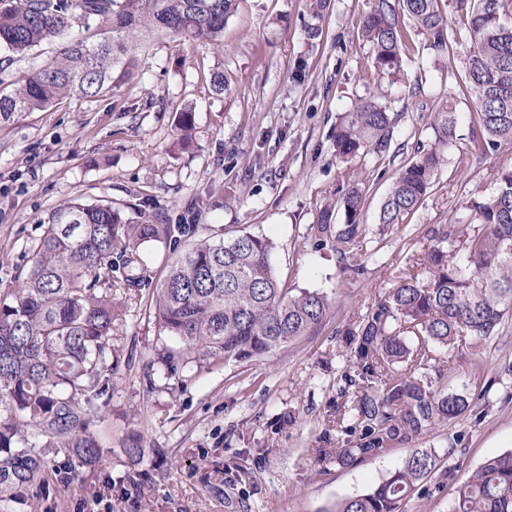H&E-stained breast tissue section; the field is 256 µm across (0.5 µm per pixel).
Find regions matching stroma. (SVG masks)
Segmentation results:
<instances>
[{"mask_svg": "<svg viewBox=\"0 0 512 512\" xmlns=\"http://www.w3.org/2000/svg\"><path fill=\"white\" fill-rule=\"evenodd\" d=\"M370 5L237 0L220 44L155 38L107 96L0 119V294L25 277L50 212L78 197L111 203L134 224H191L197 236L216 239L238 230L270 237L282 287L318 290L333 302L320 329L282 350L248 362L209 359L156 324L145 297L164 280L170 248L142 245L141 296L121 303L112 330L117 369L92 425L106 449L100 464L76 467L47 496L0 502V512H331L401 468L414 447L443 460L404 512H448L458 486L512 450L511 321L485 343L451 357L438 352L449 362V390L471 398L459 419L353 466L313 454L356 443V434L336 428L348 327L399 279L416 276L410 259L433 230H462L470 199L493 194L496 171L512 166V144L487 153L471 144L460 20L450 22L441 59L402 20L403 67L380 76L359 37ZM217 71L221 93L211 86ZM370 96L394 122L391 144L338 161L337 118ZM447 100L458 115L457 144L420 207L383 228L381 202L404 161L432 144L433 114ZM184 108L194 117L187 147L176 128ZM356 180L368 199L355 271L313 225ZM132 441L144 457L126 453Z\"/></svg>", "mask_w": 512, "mask_h": 512, "instance_id": "35a3bbf8", "label": "stroma"}]
</instances>
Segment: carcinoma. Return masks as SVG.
Listing matches in <instances>:
<instances>
[{
    "label": "carcinoma",
    "mask_w": 512,
    "mask_h": 512,
    "mask_svg": "<svg viewBox=\"0 0 512 512\" xmlns=\"http://www.w3.org/2000/svg\"><path fill=\"white\" fill-rule=\"evenodd\" d=\"M441 0H401L427 49L448 52V21ZM466 20L469 50L463 87L474 101L473 144L487 151L512 144V0H453ZM235 0H0V48L26 55L44 45L60 48L40 67L0 93V117L47 109L70 98H93L130 77L135 52L165 34L185 43L217 42ZM77 18L96 21L85 35ZM360 35L379 75L402 68L407 43L391 0L362 18ZM457 117L445 104L432 121L433 145L404 163L384 198L378 223L394 226L416 211L434 185L442 149L454 142ZM393 138L386 108L360 98L333 135L342 161L385 151ZM494 194L471 201V234L434 236L415 259L425 279H404L349 328L353 347L349 432L353 448L336 459L356 464L382 456L461 417L464 393L448 391L431 372H443L440 347L453 354L467 342L489 338L512 317V168H501ZM366 185L355 183L318 212L316 232L334 238L336 255L357 258ZM344 223H336L338 212ZM184 224H130L110 204L77 198L49 216L22 283L0 296V493L43 496L52 474L95 466L103 450L91 430L116 370L112 361L115 303L140 286V245H179ZM267 236L241 232L197 239L177 252L149 307L164 332L205 357L245 362L313 334L332 301L319 291L289 294L273 263ZM40 438L39 443L29 437ZM434 452L416 448L403 467L369 491L336 503L334 512H402L436 469ZM451 512H512V451L486 460L457 489Z\"/></svg>",
    "instance_id": "1"
}]
</instances>
